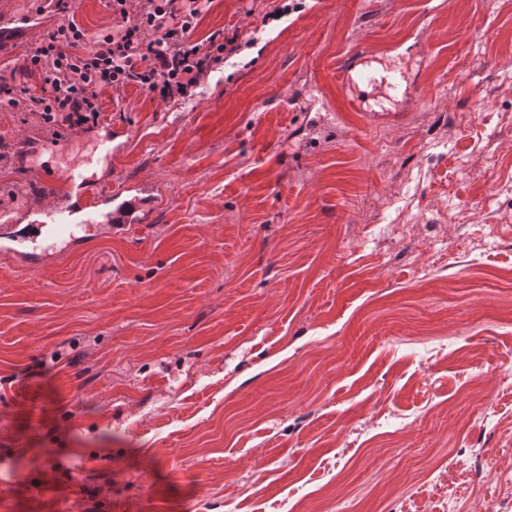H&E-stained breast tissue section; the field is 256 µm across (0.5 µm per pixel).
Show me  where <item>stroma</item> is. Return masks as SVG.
<instances>
[{
  "mask_svg": "<svg viewBox=\"0 0 512 512\" xmlns=\"http://www.w3.org/2000/svg\"><path fill=\"white\" fill-rule=\"evenodd\" d=\"M275 6L213 0L249 45L192 97L100 92L101 223L0 237V512H512V0ZM96 131L0 111V201Z\"/></svg>",
  "mask_w": 512,
  "mask_h": 512,
  "instance_id": "stroma-1",
  "label": "stroma"
}]
</instances>
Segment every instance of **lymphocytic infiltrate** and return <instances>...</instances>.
I'll return each instance as SVG.
<instances>
[{"label": "lymphocytic infiltrate", "mask_w": 512, "mask_h": 512, "mask_svg": "<svg viewBox=\"0 0 512 512\" xmlns=\"http://www.w3.org/2000/svg\"><path fill=\"white\" fill-rule=\"evenodd\" d=\"M212 0H110L114 22L92 32L76 19L79 0H57L55 31L22 69H0V108L25 106L44 124L98 121V92L130 85L166 101L190 95L216 53L236 54V38L201 44L192 35ZM40 72L39 91L25 78Z\"/></svg>", "instance_id": "1"}]
</instances>
